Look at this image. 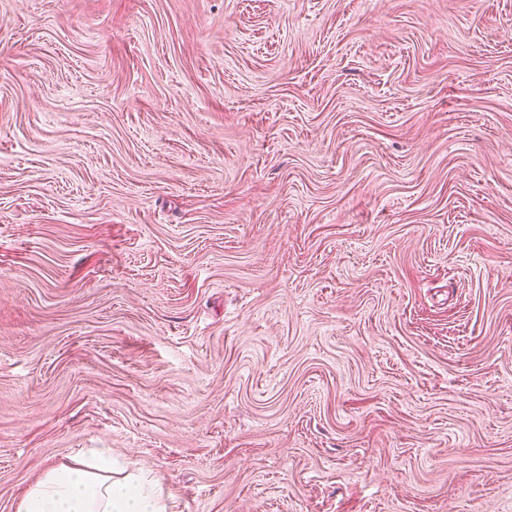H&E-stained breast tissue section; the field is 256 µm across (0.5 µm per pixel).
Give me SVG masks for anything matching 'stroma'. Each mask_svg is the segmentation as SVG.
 <instances>
[{
    "label": "stroma",
    "instance_id": "1",
    "mask_svg": "<svg viewBox=\"0 0 512 512\" xmlns=\"http://www.w3.org/2000/svg\"><path fill=\"white\" fill-rule=\"evenodd\" d=\"M82 448L512 512V0H0V512Z\"/></svg>",
    "mask_w": 512,
    "mask_h": 512
}]
</instances>
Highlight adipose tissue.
<instances>
[{
	"label": "adipose tissue",
	"instance_id": "1",
	"mask_svg": "<svg viewBox=\"0 0 512 512\" xmlns=\"http://www.w3.org/2000/svg\"><path fill=\"white\" fill-rule=\"evenodd\" d=\"M113 466L107 448L72 457L31 488L23 512H168L157 479L132 474L116 481Z\"/></svg>",
	"mask_w": 512,
	"mask_h": 512
}]
</instances>
